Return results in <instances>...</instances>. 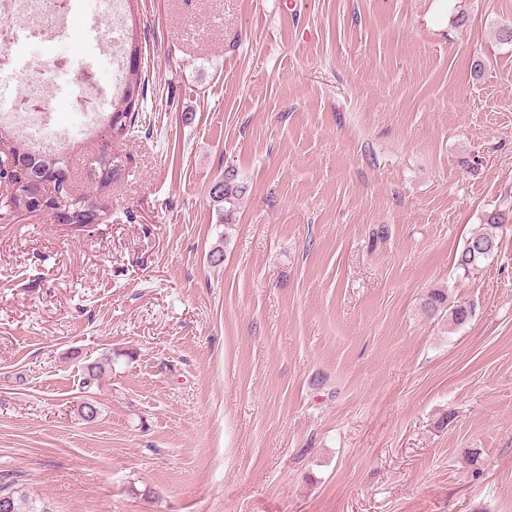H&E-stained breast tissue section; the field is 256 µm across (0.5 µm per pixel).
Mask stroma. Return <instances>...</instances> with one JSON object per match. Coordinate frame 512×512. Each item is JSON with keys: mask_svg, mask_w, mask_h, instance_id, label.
<instances>
[{"mask_svg": "<svg viewBox=\"0 0 512 512\" xmlns=\"http://www.w3.org/2000/svg\"><path fill=\"white\" fill-rule=\"evenodd\" d=\"M133 9L147 132L111 223L0 218V487L53 512H512V0ZM55 106L91 192L110 107ZM437 288L465 325L424 313ZM235 174L234 171L228 170L224 172V181H218L212 187L210 194L215 203H229L231 204V200H234L238 196V190L240 187L235 183ZM504 220L503 213L500 211H490L485 215L484 225L487 227L469 237L455 256V265L458 270L466 274L494 255L498 243L496 232L493 230L498 229ZM490 247H493L491 252H481Z\"/></svg>", "mask_w": 512, "mask_h": 512, "instance_id": "35a3bbf8", "label": "stroma"}]
</instances>
